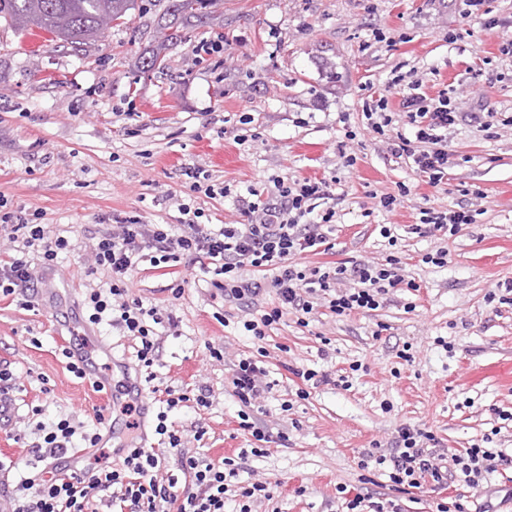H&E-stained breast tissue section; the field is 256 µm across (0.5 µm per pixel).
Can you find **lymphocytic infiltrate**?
Returning a JSON list of instances; mask_svg holds the SVG:
<instances>
[{"label": "lymphocytic infiltrate", "instance_id": "lymphocytic-infiltrate-1", "mask_svg": "<svg viewBox=\"0 0 512 512\" xmlns=\"http://www.w3.org/2000/svg\"><path fill=\"white\" fill-rule=\"evenodd\" d=\"M389 91L400 96L409 133L389 136L390 149L409 163L431 186L444 179L449 154L442 133L460 119L446 92L431 98L421 93L415 81L397 74L389 79ZM331 186L324 180H274L266 197L247 200L243 210L247 224H205L201 210L181 204L184 224H144L128 218L92 236L89 251L91 272L106 274L107 287L93 288L85 295L90 323H107L122 331L133 343L136 361L147 372L148 393L159 405L154 448L133 446L120 464L69 470L65 459L79 447L94 448L101 441L96 432L78 433L72 417L66 416L43 428L40 441L28 448L38 469L21 481L22 494L12 499L11 512H224V499L231 489L255 501L269 498L267 482L240 484V474L249 459L267 455L272 436L251 422L248 410L264 401L271 390L267 380L265 349L235 364L231 375L232 395L246 412L239 427L256 441L253 449H240L237 458L211 459L193 455L179 431L169 428L168 414L194 403L197 410L210 405L211 389L204 384L178 389L155 384L151 369L159 357L157 325L164 317L154 306H145L134 296L131 275L140 263L166 264L187 256L203 272L214 273L213 287L226 301L243 305L252 316L242 327L255 339H265L273 324L288 310L312 313L314 302L328 300L331 312L344 315L355 310L374 311L401 281L395 267L354 261L334 266L307 267L305 254L328 246L335 229L336 211H316L315 200L328 197ZM466 207L453 210H423L415 231L455 235L472 223ZM0 229L13 248L0 257V296L26 295L36 290L40 270L52 269L59 254L70 251L67 237L48 236L44 225L7 211L0 214ZM254 276H240L244 268ZM274 288L276 301L262 313H254L258 297ZM435 439L421 429L401 427L393 452L367 451L361 468H375L386 475L393 489L406 492L429 484L432 491L460 483L470 488L482 485L487 475L504 462L502 452L490 448H467L454 453L434 445Z\"/></svg>", "mask_w": 512, "mask_h": 512}]
</instances>
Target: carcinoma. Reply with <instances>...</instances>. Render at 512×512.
<instances>
[{"label":"carcinoma","instance_id":"carcinoma-1","mask_svg":"<svg viewBox=\"0 0 512 512\" xmlns=\"http://www.w3.org/2000/svg\"><path fill=\"white\" fill-rule=\"evenodd\" d=\"M216 0H170L166 12L173 17L208 18ZM136 0H0V13L14 26H34L51 40L80 48L98 41L104 31L134 9Z\"/></svg>","mask_w":512,"mask_h":512}]
</instances>
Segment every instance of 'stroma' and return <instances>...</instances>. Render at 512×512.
Returning a JSON list of instances; mask_svg holds the SVG:
<instances>
[{"mask_svg": "<svg viewBox=\"0 0 512 512\" xmlns=\"http://www.w3.org/2000/svg\"><path fill=\"white\" fill-rule=\"evenodd\" d=\"M491 6L496 23L488 26L467 16L463 0H218L206 22L173 25L161 0H137L80 51L0 16V196L75 247L39 282L30 306L0 300V360L25 386L18 411L0 422V453L18 462L0 499L28 472L14 435L33 442L36 424L66 415L85 431L97 426L102 396L68 371L64 339L87 334L96 362H112L113 381L123 378L127 341L108 325L86 324L80 305L86 289L105 282L87 272L89 234L116 218L178 224L188 201L206 222L245 224L239 198L270 190L277 177L331 184L332 199L319 207L336 209L333 248L307 254L305 264L395 256L403 283L378 310L338 316L321 301L307 326L291 312L260 341L239 328L242 311L199 264L142 263L134 294L178 321L161 334L157 377L213 390L208 409L169 414L190 449L216 459L250 446L231 366L263 347L274 387L258 420L288 441L257 461L271 497L251 503L252 512H346L344 487L398 501L403 512H430L429 485L401 494L359 465L373 445L390 451L404 425L445 448L512 456V304L501 301L512 284V58L500 52L512 39V0ZM166 29L173 37L160 41ZM218 35L223 54L201 52ZM159 48L165 69L144 73L142 58ZM397 71L428 94L448 91L463 114L446 135L450 163L439 186L364 128L363 98L383 92ZM489 112L491 127H481ZM348 155L354 166H345ZM189 167L229 187L228 196L191 193ZM383 194L399 195L394 211L374 209L373 196ZM461 205L474 219L456 235L413 232L421 210ZM383 224L395 227L396 244L380 236ZM440 248L447 265L423 263ZM208 341L223 345V361L205 358ZM295 369L340 372L348 383L312 386L301 398ZM200 426L206 435L197 443ZM458 493L470 512H512V467Z\"/></svg>", "mask_w": 512, "mask_h": 512, "instance_id": "stroma-1", "label": "stroma"}]
</instances>
